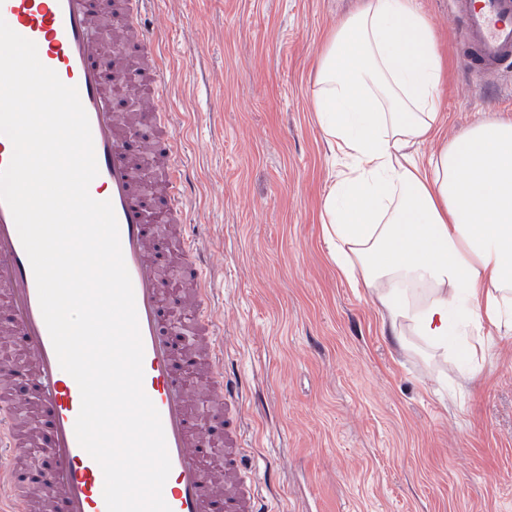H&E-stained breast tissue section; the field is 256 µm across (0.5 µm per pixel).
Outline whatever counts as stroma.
Listing matches in <instances>:
<instances>
[{
    "mask_svg": "<svg viewBox=\"0 0 512 512\" xmlns=\"http://www.w3.org/2000/svg\"><path fill=\"white\" fill-rule=\"evenodd\" d=\"M360 0H157L189 221L242 391L267 512H512V337L461 360L382 332L331 261L321 214L344 172L313 108L327 32ZM448 59L438 150L512 119V72L469 69L448 0H418Z\"/></svg>",
    "mask_w": 512,
    "mask_h": 512,
    "instance_id": "stroma-1",
    "label": "stroma"
}]
</instances>
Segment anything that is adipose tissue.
<instances>
[{"mask_svg":"<svg viewBox=\"0 0 512 512\" xmlns=\"http://www.w3.org/2000/svg\"><path fill=\"white\" fill-rule=\"evenodd\" d=\"M445 71L414 0H363L329 36L313 105L346 170L323 229L339 274L370 288L402 346L409 329L454 349L480 319L487 351L512 335V119L479 121L417 163L438 130Z\"/></svg>","mask_w":512,"mask_h":512,"instance_id":"ef3b65f1","label":"adipose tissue"}]
</instances>
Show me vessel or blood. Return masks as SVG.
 <instances>
[{
	"instance_id": "1",
	"label": "vessel or blood",
	"mask_w": 512,
	"mask_h": 512,
	"mask_svg": "<svg viewBox=\"0 0 512 512\" xmlns=\"http://www.w3.org/2000/svg\"><path fill=\"white\" fill-rule=\"evenodd\" d=\"M146 0H127L119 27L134 30L138 56L128 61L126 79L107 78L114 58L110 33L99 27L93 0H0V18L33 41L40 61L65 84L74 86L88 115L98 175L89 186L95 200L110 201L119 226L144 347L143 390L163 425L171 472L163 498L171 512H261L256 481H245L240 448L244 434L243 397L224 380V349L216 321L207 314L206 273L198 264L196 234L187 224L181 171L169 167L163 179L145 173L158 159L172 158L180 144L171 131L164 64L155 36L138 16ZM465 22L479 71L512 68V0H449ZM137 92L150 110L155 138L132 155L121 133L116 100ZM182 233L186 272L163 278L154 262L155 243L172 227ZM0 297L11 321L0 334L23 339L22 361L0 359V384L33 385L47 432L22 439L18 421L0 423V485L12 481L15 451L42 452V471L50 496L47 512H107L100 465L78 443L74 431L81 393L61 369L39 306L36 282L10 209L0 202ZM187 320L206 349L205 359L187 370L175 365L171 341L174 319ZM220 391L221 434L195 430L192 414L205 409V396Z\"/></svg>"
}]
</instances>
